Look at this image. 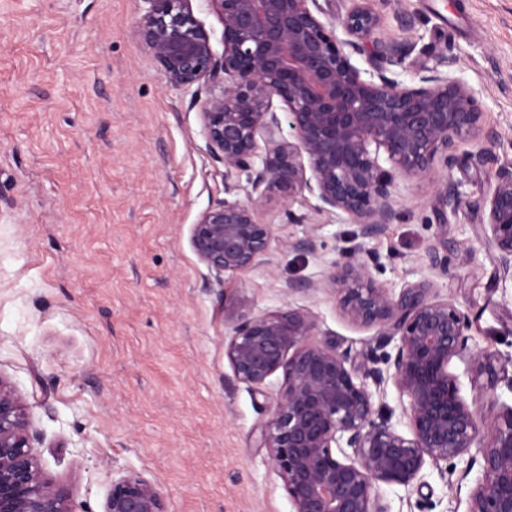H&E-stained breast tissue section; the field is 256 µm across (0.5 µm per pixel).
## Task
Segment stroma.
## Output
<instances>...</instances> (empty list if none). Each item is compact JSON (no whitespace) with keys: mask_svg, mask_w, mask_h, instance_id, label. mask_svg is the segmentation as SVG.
Wrapping results in <instances>:
<instances>
[{"mask_svg":"<svg viewBox=\"0 0 512 512\" xmlns=\"http://www.w3.org/2000/svg\"><path fill=\"white\" fill-rule=\"evenodd\" d=\"M375 35L415 44L428 66L462 77L498 134L495 159L459 145L447 170L396 176L400 219L362 238L345 215L298 197L304 224L279 198L259 207L274 227L265 261L217 280L190 233L224 197V166L207 149L206 93L167 86L134 35L144 0H0V376L22 395L36 454L72 491V512H103L112 480L142 472L166 494L167 512H292L283 482L257 443L282 374L261 391L235 377L224 353V299L253 313L311 312L319 337L360 353L377 331L343 318L318 281L346 258L370 261L378 287L429 275L426 255L448 226V275L439 299L468 314L469 345L494 358L495 387L461 391L478 408L482 437L512 406V288L480 240L481 204L512 161V0H366ZM416 18L401 28L395 7ZM462 203L442 211L439 184ZM312 238L302 254L289 242ZM424 486L383 489L391 512H469L480 462L468 474L427 467Z\"/></svg>","mask_w":512,"mask_h":512,"instance_id":"1","label":"stroma"}]
</instances>
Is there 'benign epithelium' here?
Returning <instances> with one entry per match:
<instances>
[{
  "label": "benign epithelium",
  "instance_id": "benign-epithelium-1",
  "mask_svg": "<svg viewBox=\"0 0 512 512\" xmlns=\"http://www.w3.org/2000/svg\"><path fill=\"white\" fill-rule=\"evenodd\" d=\"M144 2L135 37L165 84L207 89L201 120L209 152L224 165V193L239 190L243 175L250 186L247 200H220L192 227L194 253L219 276L267 256L273 225L258 222L256 210L273 195L284 200L290 224L306 223L292 206L307 191L373 238L399 217L394 173L410 178L446 168L466 140L480 145L482 159L498 139L462 78L411 57L412 44L372 38L380 16L364 0H347L342 38L316 16L318 0H209L223 26L219 59L191 0ZM355 55L367 56L370 68L352 63ZM392 66L414 70L417 82L387 76ZM275 97L291 141L281 135ZM483 212L482 239L498 281L512 282V163L500 166ZM427 265L436 276L448 274L436 244ZM324 288L339 296L344 318L379 327L377 347L391 351L357 367L351 351L317 339L311 312L288 306L256 315L235 297L224 299V352L252 390L283 375L259 445L292 512H390L381 486L421 487L427 463L461 459L478 441L476 409L449 371L452 360L467 359V373L487 375L492 388L497 371L471 351L468 318L433 298L430 280L394 293L375 285L366 263L348 260L320 281L294 286ZM390 384L405 432L375 408L374 397ZM33 438L23 397L0 377V512H71L70 488L48 478ZM481 454L484 478L471 491L469 512H512V407L494 421ZM104 512H167L165 495L129 471L112 480Z\"/></svg>",
  "mask_w": 512,
  "mask_h": 512
}]
</instances>
